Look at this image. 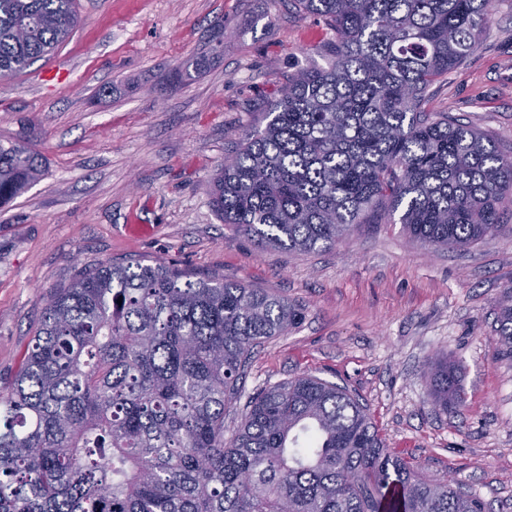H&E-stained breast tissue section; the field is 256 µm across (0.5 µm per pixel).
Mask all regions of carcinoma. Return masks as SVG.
Returning a JSON list of instances; mask_svg holds the SVG:
<instances>
[{
    "label": "carcinoma",
    "instance_id": "carcinoma-1",
    "mask_svg": "<svg viewBox=\"0 0 512 512\" xmlns=\"http://www.w3.org/2000/svg\"><path fill=\"white\" fill-rule=\"evenodd\" d=\"M325 21V66L288 74L263 124L211 187L222 221L260 248L334 246L382 204L435 249L497 237L512 157L427 111L429 89L481 44L493 0H294ZM75 0H0V78L63 45ZM45 174L0 143V205ZM122 303H117V300ZM298 310L264 288L162 261L104 262L50 291L34 343L0 391V512H488L456 482L392 454L367 406L302 375L224 412L258 346ZM512 357V287L495 302ZM435 409L465 402L458 366L426 364Z\"/></svg>",
    "mask_w": 512,
    "mask_h": 512
}]
</instances>
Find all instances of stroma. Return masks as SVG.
Wrapping results in <instances>:
<instances>
[{
  "instance_id": "stroma-1",
  "label": "stroma",
  "mask_w": 512,
  "mask_h": 512,
  "mask_svg": "<svg viewBox=\"0 0 512 512\" xmlns=\"http://www.w3.org/2000/svg\"><path fill=\"white\" fill-rule=\"evenodd\" d=\"M54 55L0 79V142H29L45 176L0 207V389L20 371L50 290L82 268L159 260L266 288L299 311L258 347L243 397L314 375L365 403L389 450L436 483L512 512V360L494 302L512 286V200L489 243L437 252L372 214L332 248L260 249L221 220L210 184L330 32L293 0H77ZM223 32L215 42V32ZM60 80L43 81L48 69ZM429 111L512 154V0L483 44L432 88ZM447 354L465 403L435 409L424 374Z\"/></svg>"
}]
</instances>
